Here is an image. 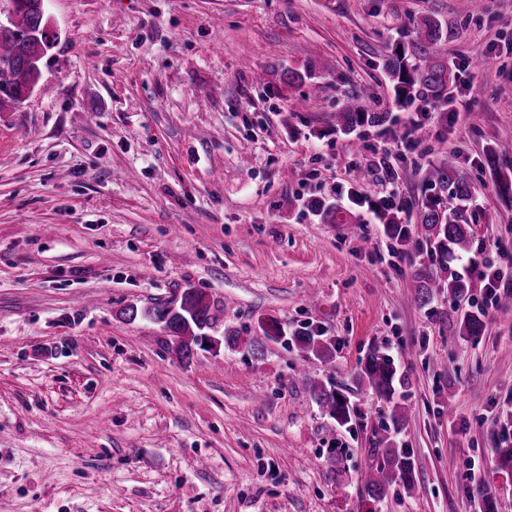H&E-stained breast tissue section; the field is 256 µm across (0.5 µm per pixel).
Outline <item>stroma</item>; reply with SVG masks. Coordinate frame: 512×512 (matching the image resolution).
<instances>
[{
  "label": "stroma",
  "instance_id": "35a3bbf8",
  "mask_svg": "<svg viewBox=\"0 0 512 512\" xmlns=\"http://www.w3.org/2000/svg\"><path fill=\"white\" fill-rule=\"evenodd\" d=\"M46 15L40 88L0 107V512H479L481 476L512 512L496 457L512 444V320L482 279L490 259L512 276V197L485 163L512 164V0H46ZM427 16L455 31L434 49L452 79L443 101L404 106L383 60ZM362 94L422 127L419 148L337 133ZM448 157L491 218L453 264L485 309L474 339L447 290L407 303L412 266L367 207L390 187L416 208ZM361 166L360 223L309 210L353 207ZM188 288L241 335L307 326L333 358L271 342L178 361L161 324L123 310ZM377 345L408 378L397 431L355 384ZM311 377L349 396L352 427L321 412ZM390 443L415 488L375 501L358 476ZM309 207L323 220H328L333 224H351L353 217L357 219L350 211L340 209L335 204H327L325 199H312L309 202Z\"/></svg>",
  "mask_w": 512,
  "mask_h": 512
}]
</instances>
